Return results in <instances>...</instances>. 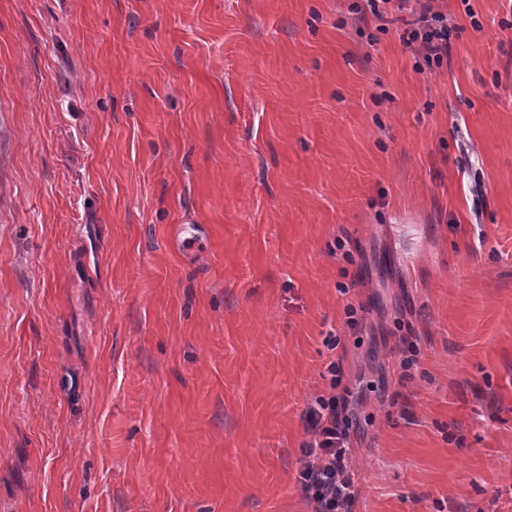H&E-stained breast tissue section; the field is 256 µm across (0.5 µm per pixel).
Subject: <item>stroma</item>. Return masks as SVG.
I'll return each instance as SVG.
<instances>
[{
    "label": "stroma",
    "mask_w": 512,
    "mask_h": 512,
    "mask_svg": "<svg viewBox=\"0 0 512 512\" xmlns=\"http://www.w3.org/2000/svg\"><path fill=\"white\" fill-rule=\"evenodd\" d=\"M0 0V512H512V5ZM356 308L348 316V308ZM392 1L397 2V10L409 11L415 17L403 37L405 46L421 57L428 70L440 68L444 62L447 64L450 52L448 16L434 11L429 0H364V8L357 12L361 14L359 19L365 18L367 10L375 17H383L380 5ZM414 5L419 6V12ZM328 395L316 398L307 413L309 438L302 444L299 482L310 512H352L356 472L351 466L352 412L346 395L336 393L343 373L332 363Z\"/></svg>",
    "instance_id": "1"
}]
</instances>
